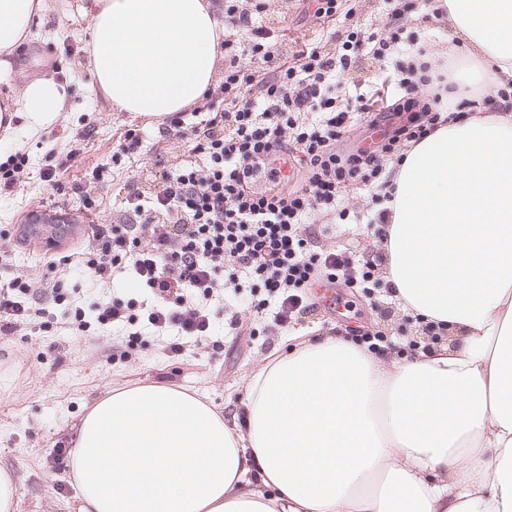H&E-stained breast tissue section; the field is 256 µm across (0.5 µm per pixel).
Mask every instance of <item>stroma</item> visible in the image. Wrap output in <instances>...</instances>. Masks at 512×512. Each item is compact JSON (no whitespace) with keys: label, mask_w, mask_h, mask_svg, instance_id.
Listing matches in <instances>:
<instances>
[{"label":"stroma","mask_w":512,"mask_h":512,"mask_svg":"<svg viewBox=\"0 0 512 512\" xmlns=\"http://www.w3.org/2000/svg\"><path fill=\"white\" fill-rule=\"evenodd\" d=\"M71 2L52 0L51 24L37 26L27 52L57 61L62 78L70 82L72 110L39 134L0 139L1 157L21 151L29 158L15 191L0 195V233L43 214L64 221L60 227L49 221L37 235L7 242V257L0 259V283L16 277L28 281L38 306L48 311L45 321L27 320L13 333L0 332V464L11 467L17 479L18 512H78L69 465L57 451L73 447L81 417L105 391L158 383L200 393L220 410L238 401L245 377L263 356L275 347L288 349L289 334L314 330L326 336L334 330L351 342L360 333L380 331L404 343L416 338L418 329L403 313L382 321L365 296L348 288L341 313L317 306L285 336L262 330L231 336L224 332L223 319H216L213 334L220 346L193 347L179 358L168 357L164 338L153 335L131 347L113 330L100 336L72 335L60 307L41 295L47 278L65 275L74 290V306L88 315L104 298L136 293L139 283L127 273L114 287L101 288L85 266H55L52 258L81 250L93 225L121 223L124 184L153 168L155 161L174 164L182 147L160 133L159 121L116 111L93 97L88 77H77V59L65 49L87 45L91 28L88 20L71 18ZM128 129L140 133V154L124 160L104 180H95V163L111 155L117 137ZM76 141L83 152L72 162L63 188L52 189L40 175L43 157L49 151L67 152ZM77 184L87 189L92 207H84L74 194Z\"/></svg>","instance_id":"1"}]
</instances>
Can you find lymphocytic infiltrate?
<instances>
[{
	"instance_id": "f902f5d3",
	"label": "lymphocytic infiltrate",
	"mask_w": 512,
	"mask_h": 512,
	"mask_svg": "<svg viewBox=\"0 0 512 512\" xmlns=\"http://www.w3.org/2000/svg\"><path fill=\"white\" fill-rule=\"evenodd\" d=\"M385 31L359 28L331 32L302 44L285 26L272 24L265 0H224V78L207 96L199 120L174 112L162 131L184 145L185 160L163 170L154 189L141 181L126 187V218L94 225L76 262L106 284L133 273L140 294L113 297L95 306L93 317L70 306L68 285L56 275L50 296L76 332L116 328L128 339L144 330L171 334L169 354L183 355L212 336L215 301L225 287L250 286V304L264 314L265 328L286 332L308 308L313 280L340 279L364 293L386 287L385 249L359 257L311 248L312 226L335 218L350 191L384 190L389 164L448 121L462 117L464 102L445 107L438 93L453 67L450 58L411 59L415 35L400 23L413 0H389ZM387 62L367 92L341 96L337 88L359 60ZM315 121H306L308 113ZM402 112L406 118L376 149L349 152L336 145L354 118ZM290 165L298 178L278 190H253V173L266 157ZM26 282L0 286V330L42 316L26 302Z\"/></svg>"
}]
</instances>
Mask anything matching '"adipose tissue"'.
<instances>
[{
    "mask_svg": "<svg viewBox=\"0 0 512 512\" xmlns=\"http://www.w3.org/2000/svg\"><path fill=\"white\" fill-rule=\"evenodd\" d=\"M460 41L449 99L476 112L406 150L393 175L386 277L446 342L374 356L337 336L263 358L244 423L188 392L109 393L71 452L79 512H512V0H441ZM49 0H0V82L22 128L71 108L26 56ZM86 70L119 111L161 118L211 90L224 27L211 0H77ZM41 75L30 76L32 66Z\"/></svg>",
    "mask_w": 512,
    "mask_h": 512,
    "instance_id": "obj_1",
    "label": "adipose tissue"
}]
</instances>
